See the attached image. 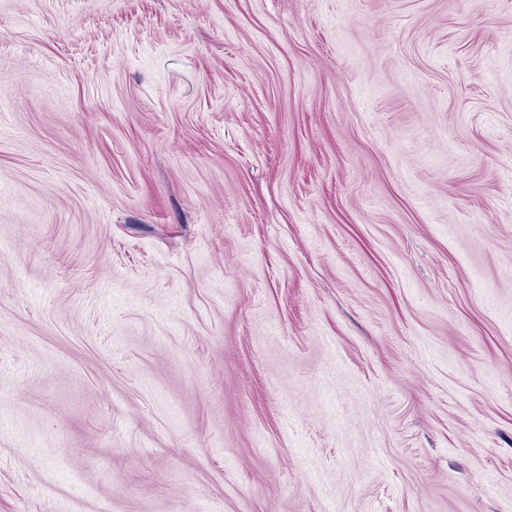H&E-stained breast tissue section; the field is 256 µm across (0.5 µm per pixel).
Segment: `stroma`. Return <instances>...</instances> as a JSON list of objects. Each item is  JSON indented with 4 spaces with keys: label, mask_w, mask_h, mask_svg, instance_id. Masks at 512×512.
<instances>
[{
    "label": "stroma",
    "mask_w": 512,
    "mask_h": 512,
    "mask_svg": "<svg viewBox=\"0 0 512 512\" xmlns=\"http://www.w3.org/2000/svg\"><path fill=\"white\" fill-rule=\"evenodd\" d=\"M0 512H512V0H0Z\"/></svg>",
    "instance_id": "35a3bbf8"
}]
</instances>
